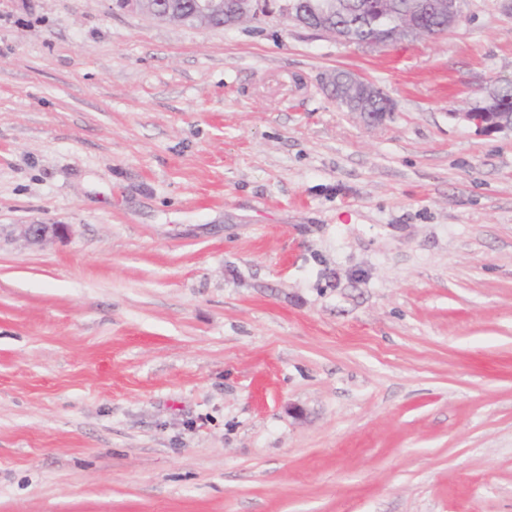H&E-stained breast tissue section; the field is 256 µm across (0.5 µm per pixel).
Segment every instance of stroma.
Here are the masks:
<instances>
[{"mask_svg": "<svg viewBox=\"0 0 512 512\" xmlns=\"http://www.w3.org/2000/svg\"><path fill=\"white\" fill-rule=\"evenodd\" d=\"M510 79L505 0L381 49L0 0V512H512V133L460 117ZM351 75L352 80L348 85L351 94L347 96L352 106V110L350 112L360 114L364 120L370 124L383 122L391 115L392 112L395 111L393 101L381 88L377 87L372 82L363 79L357 74L353 73ZM376 98L381 101L383 108L378 104L369 112H364L365 107ZM68 231L64 224H27L21 228V234L31 244L44 245Z\"/></svg>", "mask_w": 512, "mask_h": 512, "instance_id": "obj_1", "label": "stroma"}]
</instances>
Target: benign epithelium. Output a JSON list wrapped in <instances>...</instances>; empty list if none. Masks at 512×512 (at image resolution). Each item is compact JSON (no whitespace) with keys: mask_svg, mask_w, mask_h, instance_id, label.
<instances>
[{"mask_svg":"<svg viewBox=\"0 0 512 512\" xmlns=\"http://www.w3.org/2000/svg\"><path fill=\"white\" fill-rule=\"evenodd\" d=\"M278 2L280 15L292 19L294 23L323 34L333 35L348 43L350 39L336 33L328 18L309 21L296 17L292 0H195L193 13L189 17H181L179 13L163 8L157 0H116L121 7H129L151 18L172 20L180 23L205 24L219 14H224V26H234L246 17L252 21H260L271 12L272 2ZM223 12H218V9ZM414 10L419 14L433 13L448 21L447 28H453L462 18V8L458 0H416ZM349 100L352 111L360 114L370 124L381 123L395 111L393 101L375 84L357 74L352 75L348 85ZM383 105L381 112H367L365 107L374 100ZM461 118L485 135L509 130L512 132V114L500 111L498 102L486 97L469 111L461 113ZM68 231L64 224H27L21 228V234L31 244L44 245Z\"/></svg>","mask_w":512,"mask_h":512,"instance_id":"benign-epithelium-1","label":"benign epithelium"}]
</instances>
